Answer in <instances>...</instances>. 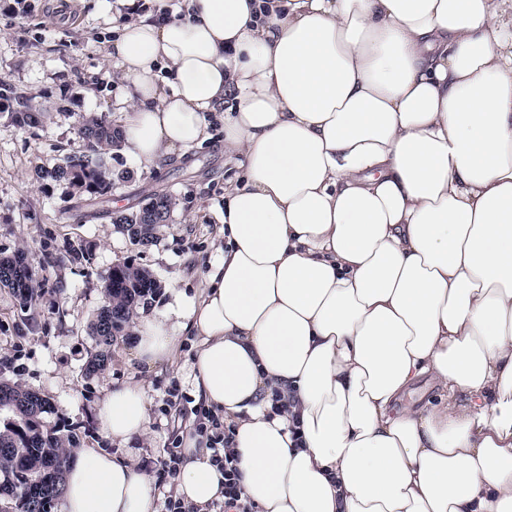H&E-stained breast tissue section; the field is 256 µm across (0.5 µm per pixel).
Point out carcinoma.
I'll list each match as a JSON object with an SVG mask.
<instances>
[{
	"mask_svg": "<svg viewBox=\"0 0 512 512\" xmlns=\"http://www.w3.org/2000/svg\"><path fill=\"white\" fill-rule=\"evenodd\" d=\"M47 119L48 113L28 102L11 113V122L20 127L41 125ZM79 133L85 142L83 154L38 175L77 187L81 195L76 210L97 205L98 214L112 218L132 242L151 243L157 225L168 223L172 197L153 194L137 209L115 215L101 208L112 185L124 179L114 174L107 161L110 151L120 146V131L101 115L83 119ZM41 286L26 251L0 257V288L11 292L22 310H31ZM102 288L103 303L90 326L95 351L86 365L89 375L104 370L112 343L131 327L138 309L148 308L163 285L149 270L123 262L109 269ZM51 414L53 407L45 397L15 384L0 383V512H51L62 501L70 457L67 447L75 441L62 429L46 425Z\"/></svg>",
	"mask_w": 512,
	"mask_h": 512,
	"instance_id": "carcinoma-1",
	"label": "carcinoma"
}]
</instances>
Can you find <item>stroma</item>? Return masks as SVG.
Returning a JSON list of instances; mask_svg holds the SVG:
<instances>
[{
  "label": "stroma",
  "mask_w": 512,
  "mask_h": 512,
  "mask_svg": "<svg viewBox=\"0 0 512 512\" xmlns=\"http://www.w3.org/2000/svg\"><path fill=\"white\" fill-rule=\"evenodd\" d=\"M112 26L94 0L75 8L66 0H23L17 17H0V257L26 249L45 281L32 331L16 299L0 288V382L46 396L55 409L50 424L71 430L81 447L101 448L123 460L137 457L150 472L157 459L179 445L186 427L200 423L192 369L196 340L183 337L175 364L147 371L130 356L131 336H122L112 345L106 369L85 375L102 278L113 265L132 261L163 285L149 314L184 306L220 256L224 186L239 168L225 155L219 131L157 170L137 169L123 151H112L109 164L127 174L111 191L112 210L164 192L175 202L169 223L146 246L132 244L110 219L77 222L78 190L65 181L36 178L37 169L52 168L81 151L83 117L117 121L121 87L102 49ZM28 100L50 112V121L11 125L10 113ZM80 242L89 260L71 263L66 250ZM132 379L142 382L151 400L149 432L120 445L103 433L97 403L105 387Z\"/></svg>",
  "instance_id": "stroma-1"
}]
</instances>
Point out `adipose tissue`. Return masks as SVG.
<instances>
[{
    "label": "adipose tissue",
    "mask_w": 512,
    "mask_h": 512,
    "mask_svg": "<svg viewBox=\"0 0 512 512\" xmlns=\"http://www.w3.org/2000/svg\"><path fill=\"white\" fill-rule=\"evenodd\" d=\"M155 0L112 31L118 125L144 169L212 137L243 172L197 299L138 320L234 428L258 512H512V0ZM438 403L397 409L420 380ZM288 411L273 408L274 397ZM126 383L107 438L149 431ZM176 493L223 499L206 435ZM63 512H158L138 464L89 449Z\"/></svg>",
    "instance_id": "adipose-tissue-1"
}]
</instances>
